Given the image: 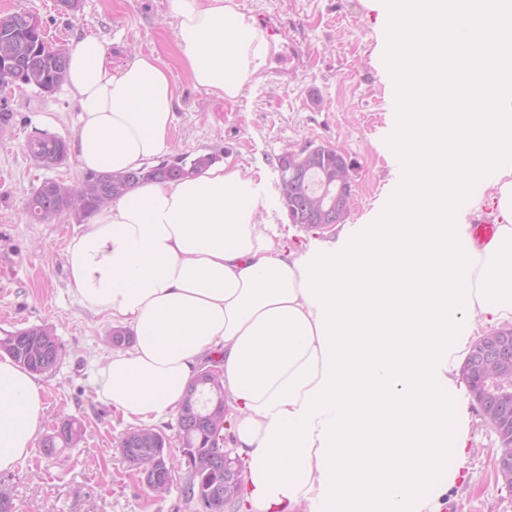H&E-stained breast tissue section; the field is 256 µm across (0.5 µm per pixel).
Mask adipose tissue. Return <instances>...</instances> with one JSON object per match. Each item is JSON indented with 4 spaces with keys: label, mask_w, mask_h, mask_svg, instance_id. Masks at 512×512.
<instances>
[{
    "label": "adipose tissue",
    "mask_w": 512,
    "mask_h": 512,
    "mask_svg": "<svg viewBox=\"0 0 512 512\" xmlns=\"http://www.w3.org/2000/svg\"><path fill=\"white\" fill-rule=\"evenodd\" d=\"M178 46L191 81L227 101L254 84L264 61L261 33L235 0H172ZM67 85L81 105L72 150L85 172L138 171L168 154L176 99L167 67L142 54L119 72L87 39L68 54ZM265 205L250 170L215 162L172 182L143 180L90 215L68 242L66 261L80 304L133 336L112 353L97 393L135 425L175 410L199 365L221 372L237 465L241 512H326L316 453L300 480L274 490L254 483L253 454L274 413L297 419L321 378L318 309L302 292L298 258L260 226ZM491 208L497 230L477 247L472 312L512 323V171L479 189L472 210ZM45 387L0 357V472L30 457L44 415Z\"/></svg>",
    "instance_id": "1"
}]
</instances>
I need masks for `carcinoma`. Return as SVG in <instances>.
<instances>
[{"instance_id": "carcinoma-1", "label": "carcinoma", "mask_w": 512, "mask_h": 512, "mask_svg": "<svg viewBox=\"0 0 512 512\" xmlns=\"http://www.w3.org/2000/svg\"><path fill=\"white\" fill-rule=\"evenodd\" d=\"M5 50L13 55L18 84L52 93L66 82L68 50L47 46L44 30L29 28L23 11L0 16V53ZM27 150L36 160L49 166L69 153V146L64 139L45 134L30 140ZM213 160L211 154H200L190 160L181 156L172 161L163 160L145 171L88 173L73 185L48 180L31 192L25 210L29 219L36 223H44L64 212L80 221L96 209L121 199L141 178L176 179ZM348 167L352 169L354 165L345 155L338 156L336 150L322 146L318 154L309 159L307 174L296 176L291 162L281 156V196L291 223L306 229L318 228L308 219L314 200L319 198L323 185L336 187ZM60 350L53 329L44 324L0 336V351L38 374L46 373L56 365ZM225 423L224 387L220 377H204L202 373H196L188 383L184 401L177 408L178 432L187 446L184 456L191 470L184 486V498L190 503L198 495L206 496L214 488H224V495L213 500L211 512H224V505L234 502L241 490L238 483H224L228 463L221 437ZM62 425V434L44 436L40 447L43 458L56 464L59 463L56 459L58 449L75 448L82 438V425L75 419L66 417ZM165 445L164 436L154 428H134L120 439V447L126 455L153 454L155 449Z\"/></svg>"}]
</instances>
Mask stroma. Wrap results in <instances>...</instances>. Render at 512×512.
Here are the masks:
<instances>
[{"mask_svg": "<svg viewBox=\"0 0 512 512\" xmlns=\"http://www.w3.org/2000/svg\"><path fill=\"white\" fill-rule=\"evenodd\" d=\"M237 2L249 17L285 25L286 40L300 55L289 62L287 79L262 70L233 103L194 87L184 72L172 0H79L73 12L61 10L57 0H0V15L37 14L56 47L96 39L107 47L114 71L140 54L158 57L176 92L172 156L210 154L253 169L273 205L259 212V222L278 224L288 249L305 254L315 243H335L338 232L291 223L280 192L284 149L311 142L338 148L353 161L350 224H372L402 181V169L389 164L397 108L385 63L387 35L364 0ZM1 107L12 119L0 125V333L35 324L53 328L61 355L41 376L43 424L70 416L82 423L84 436L67 466L35 453L15 471L0 473V493L12 496L17 512H190L177 484L165 499L150 502L119 447L128 425L96 393L94 378L111 354L102 343L111 324L83 308L71 289L65 249L79 221L63 213L38 224L24 210L42 182L81 178L76 158L47 166L26 150L43 134L73 141L79 103L64 86L51 94L14 86L0 90ZM458 400L468 419V457L448 486L442 512H512V489L492 466L497 436L467 385H460Z\"/></svg>", "mask_w": 512, "mask_h": 512, "instance_id": "1", "label": "stroma"}]
</instances>
